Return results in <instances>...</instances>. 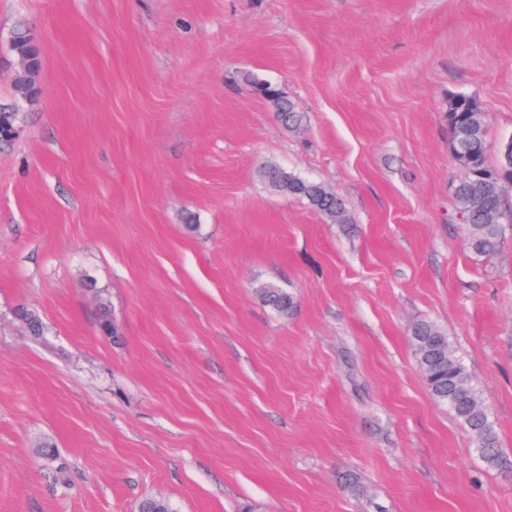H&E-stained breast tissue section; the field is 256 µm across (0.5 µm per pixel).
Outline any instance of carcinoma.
<instances>
[{"label": "carcinoma", "instance_id": "obj_1", "mask_svg": "<svg viewBox=\"0 0 512 512\" xmlns=\"http://www.w3.org/2000/svg\"><path fill=\"white\" fill-rule=\"evenodd\" d=\"M15 40L17 52L27 58V67L16 76V88H36L39 50L29 44L23 34L15 36ZM247 82L256 94L273 106L278 120L286 129L297 131L303 126L304 113L276 86L256 77L247 78ZM447 119L452 157L465 171L454 184V190L457 203L465 206L461 221L467 226L466 247L473 256H487L500 249L506 236V225L493 222V213L503 212L512 216V208L506 206L502 184L486 183L481 178V174L489 170L486 116L474 98L456 94L448 99ZM259 176L273 190L306 200L330 223H350L343 200L325 184L302 178L273 164L263 166ZM257 295L281 318L292 316L296 310L293 295L284 288L265 286L257 289ZM20 320L26 335L35 342L41 341L43 327L39 317L32 312H24ZM409 339L430 396L447 405L469 431L476 452L483 461L489 466L499 465L501 448L494 423L468 371L455 356L447 332L436 322L423 319L411 326ZM139 510L170 512V506L163 498L147 497L140 502Z\"/></svg>", "mask_w": 512, "mask_h": 512}]
</instances>
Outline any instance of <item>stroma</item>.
<instances>
[{
    "label": "stroma",
    "mask_w": 512,
    "mask_h": 512,
    "mask_svg": "<svg viewBox=\"0 0 512 512\" xmlns=\"http://www.w3.org/2000/svg\"><path fill=\"white\" fill-rule=\"evenodd\" d=\"M19 32L41 51L28 99ZM457 93L512 137V0H0V512H512V232L465 248ZM267 163L350 223L271 190ZM421 319L502 466L430 397ZM246 81L256 94L273 106L278 120L286 129L297 131L303 126L304 113L300 112L295 102L283 95L276 86L256 77H248ZM259 176L273 190L287 196L305 199L329 223H350L343 200L325 184L302 178L273 164L263 166L259 170ZM262 303L281 318L292 316L296 310L293 295L284 288L265 286L256 290ZM414 357L430 396L445 404L469 431L475 450L489 466L501 463L498 435L489 411L463 363L455 356L447 332L423 319L410 328Z\"/></svg>",
    "instance_id": "stroma-1"
}]
</instances>
